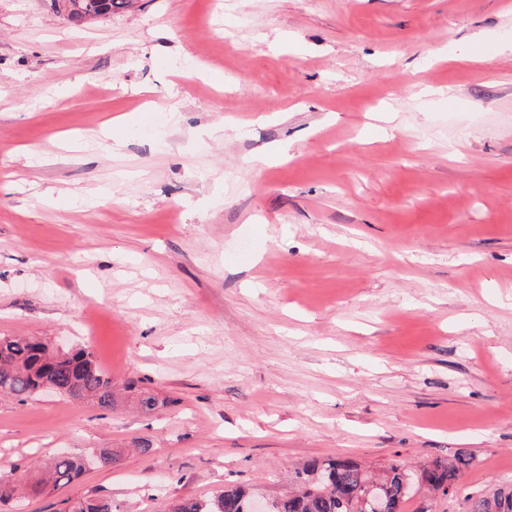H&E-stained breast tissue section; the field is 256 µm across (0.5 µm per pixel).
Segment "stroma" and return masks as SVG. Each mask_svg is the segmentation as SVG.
I'll use <instances>...</instances> for the list:
<instances>
[{
  "label": "stroma",
  "mask_w": 512,
  "mask_h": 512,
  "mask_svg": "<svg viewBox=\"0 0 512 512\" xmlns=\"http://www.w3.org/2000/svg\"><path fill=\"white\" fill-rule=\"evenodd\" d=\"M0 336L116 393L0 396V472L114 457L0 512L460 449L406 512L512 485V0H0ZM68 20L82 25L112 14V8L129 6V0H64ZM475 461L472 453L459 450L448 458L424 462L417 471L431 491L448 496L456 492L464 471L473 466Z\"/></svg>",
  "instance_id": "obj_1"
}]
</instances>
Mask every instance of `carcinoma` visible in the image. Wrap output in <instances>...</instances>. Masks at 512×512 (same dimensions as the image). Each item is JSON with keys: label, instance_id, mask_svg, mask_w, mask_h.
Returning <instances> with one entry per match:
<instances>
[{"label": "carcinoma", "instance_id": "cac0c4a2", "mask_svg": "<svg viewBox=\"0 0 512 512\" xmlns=\"http://www.w3.org/2000/svg\"><path fill=\"white\" fill-rule=\"evenodd\" d=\"M124 5H129L128 0H64L68 20L75 25L106 17L112 9ZM46 388L80 402L91 400L101 407L114 402L112 378L96 362L92 351L80 348L53 353L36 337L0 336V393L24 399ZM474 463L472 453L459 450L448 458L420 464V478L431 491L447 496L456 492L464 471ZM92 464L112 465V453L93 457L59 455L47 481L57 488L68 485ZM408 473L410 470L399 464L390 465L381 474H371L347 458H313L295 471L294 487L276 499L274 512H369L365 497L369 486L376 482L383 484V494L396 512H405L411 497L405 488ZM42 483V479L28 482L26 473L17 470L0 475V504L28 491L37 492ZM252 499L248 486L234 484L210 500L183 499L171 512H249ZM119 509L110 499L88 498L75 502L69 512ZM469 512H512V487L498 488L472 500Z\"/></svg>", "mask_w": 512, "mask_h": 512}]
</instances>
